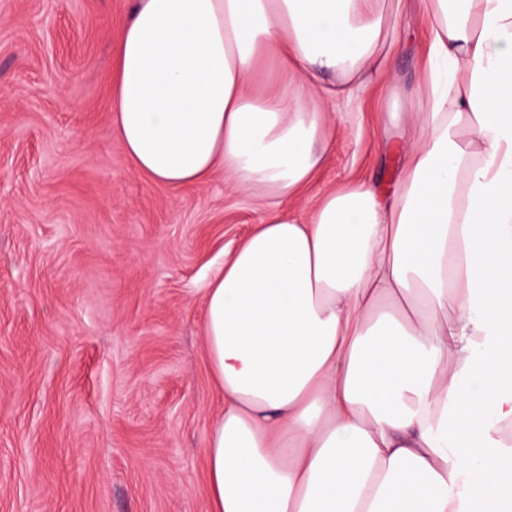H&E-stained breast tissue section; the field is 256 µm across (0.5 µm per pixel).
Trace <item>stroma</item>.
Masks as SVG:
<instances>
[{
	"instance_id": "1",
	"label": "stroma",
	"mask_w": 512,
	"mask_h": 512,
	"mask_svg": "<svg viewBox=\"0 0 512 512\" xmlns=\"http://www.w3.org/2000/svg\"><path fill=\"white\" fill-rule=\"evenodd\" d=\"M131 0H0V512H209L205 447L224 409L204 288L269 210L134 168L112 131ZM427 24L402 0L389 67L326 99L333 146L280 212L400 160L382 104L417 101Z\"/></svg>"
}]
</instances>
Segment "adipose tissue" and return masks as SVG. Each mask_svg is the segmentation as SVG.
<instances>
[{
    "mask_svg": "<svg viewBox=\"0 0 512 512\" xmlns=\"http://www.w3.org/2000/svg\"><path fill=\"white\" fill-rule=\"evenodd\" d=\"M424 100L384 193L270 211L204 294L210 512H512V0H420ZM394 0H134L113 131L153 182L291 199ZM288 76L273 92L263 56ZM340 77L326 88L323 75Z\"/></svg>",
    "mask_w": 512,
    "mask_h": 512,
    "instance_id": "1",
    "label": "adipose tissue"
}]
</instances>
